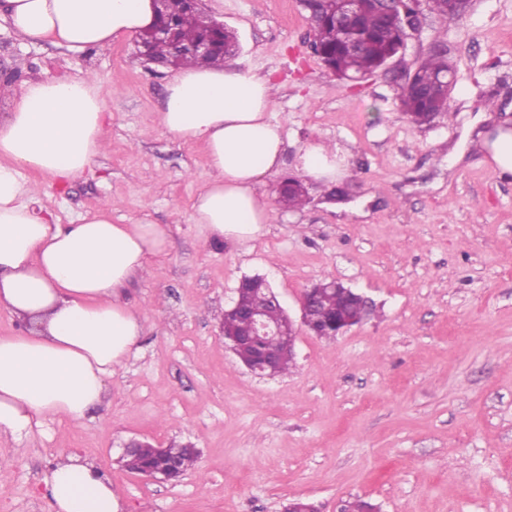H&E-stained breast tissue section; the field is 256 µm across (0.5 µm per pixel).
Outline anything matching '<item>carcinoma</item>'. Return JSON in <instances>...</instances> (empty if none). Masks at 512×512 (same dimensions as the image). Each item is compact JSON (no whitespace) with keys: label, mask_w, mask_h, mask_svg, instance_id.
<instances>
[{"label":"carcinoma","mask_w":512,"mask_h":512,"mask_svg":"<svg viewBox=\"0 0 512 512\" xmlns=\"http://www.w3.org/2000/svg\"><path fill=\"white\" fill-rule=\"evenodd\" d=\"M404 13L395 16H381L367 11L360 15L349 16L342 25L324 14L315 15L312 26L313 42L321 48L336 70L347 73H366L378 67L383 58L394 51L404 37L403 14H410L418 7L417 0H402ZM157 17L174 25L178 41L188 44L210 36L216 44L230 39L231 34L219 28L206 29L196 12L188 9L185 0H161L156 5ZM357 36L363 44L361 52L349 54L345 49V37ZM150 54L160 63L175 68L195 65H214L225 60L224 51L217 49L208 55H194L177 51L172 44L158 41L151 45ZM453 72L445 54L433 51L411 72L414 86L404 91V112L409 117L430 112L437 99L428 94L436 88V81L445 73ZM363 317L364 313L354 306L352 301L338 291H327L319 296L309 311V325L317 331L318 337L325 340L336 338L339 326L336 319L343 313ZM198 452L191 448L171 446L165 449L164 457L178 466L179 474L173 477L177 481L197 462Z\"/></svg>","instance_id":"obj_1"}]
</instances>
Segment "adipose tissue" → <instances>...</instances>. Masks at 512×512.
<instances>
[{"instance_id": "obj_1", "label": "adipose tissue", "mask_w": 512, "mask_h": 512, "mask_svg": "<svg viewBox=\"0 0 512 512\" xmlns=\"http://www.w3.org/2000/svg\"><path fill=\"white\" fill-rule=\"evenodd\" d=\"M154 19V0H0V20L21 43L50 40L75 55L135 36ZM274 89L269 76L237 63L189 65L166 84L159 125L204 147L208 177L192 221L216 240L248 246L274 218L258 190L282 164ZM10 100L0 115V309L26 331L0 336V439L48 418L79 421L102 402L145 328L123 290L170 244L160 224H115L103 214L60 223L39 184L22 177L30 169L70 182L103 154L104 96L94 76L28 81ZM337 167L326 143L298 153L302 177L332 182ZM43 483L54 512H123L109 477L81 456L62 457Z\"/></svg>"}]
</instances>
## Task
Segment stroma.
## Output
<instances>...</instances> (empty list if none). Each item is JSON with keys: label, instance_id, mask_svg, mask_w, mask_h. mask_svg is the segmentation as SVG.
<instances>
[{"label": "stroma", "instance_id": "1", "mask_svg": "<svg viewBox=\"0 0 512 512\" xmlns=\"http://www.w3.org/2000/svg\"><path fill=\"white\" fill-rule=\"evenodd\" d=\"M236 31L243 66L271 75L283 165L261 189L274 220L246 247L191 221L205 152L159 127L168 70L135 54L134 40L73 56L23 45L0 25V70L23 78L95 73L108 116L107 151L81 178L42 174L62 223L112 201L116 224L166 225L171 245L134 280L147 331L117 370L104 402L79 422L0 442V512H53L42 478L78 453L110 478L125 512H282L292 498L336 512L351 498L382 512H512V179L494 173L487 138L512 128V0H472L450 27L427 15L405 54L353 87L312 53L300 0H205ZM455 71L450 116L412 124L400 76L435 46ZM344 153L327 185L284 206L311 139ZM264 275L297 313L313 282L335 278L371 297L376 312L328 341L299 329L288 374L259 377L225 346L224 310L241 279ZM198 448L176 483L126 470L127 442Z\"/></svg>", "mask_w": 512, "mask_h": 512}]
</instances>
